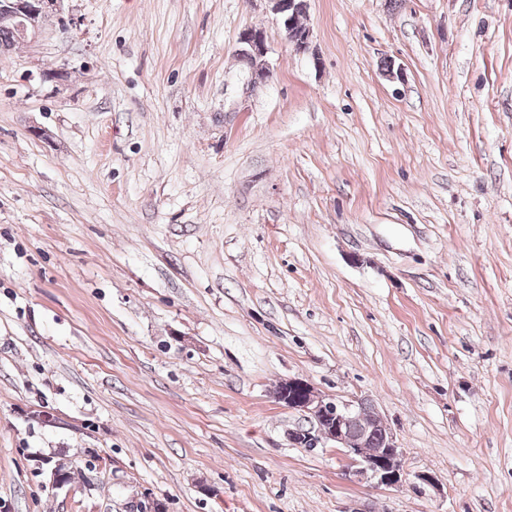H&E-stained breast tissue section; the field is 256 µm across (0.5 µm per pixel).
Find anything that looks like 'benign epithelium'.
Segmentation results:
<instances>
[{"mask_svg": "<svg viewBox=\"0 0 512 512\" xmlns=\"http://www.w3.org/2000/svg\"><path fill=\"white\" fill-rule=\"evenodd\" d=\"M64 0H0V28L11 31L13 40L0 43V55H6L15 43L35 41L43 25L51 16L63 20ZM274 13L280 15L285 39L296 51L310 49L311 32L298 23V14L306 10V0H269ZM239 58L248 67L245 90L253 91L272 76L269 46L263 31L247 28L240 33ZM275 398L282 406L299 412L310 426L289 434L292 444L314 450L330 444L341 448L349 457L351 474L358 481L376 486L397 488L405 480L403 451L396 436L381 421L377 413L363 399L343 401L316 389L307 380L290 378L280 384ZM383 428V442L371 455L363 448L376 428Z\"/></svg>", "mask_w": 512, "mask_h": 512, "instance_id": "7a95c632", "label": "benign epithelium"}]
</instances>
